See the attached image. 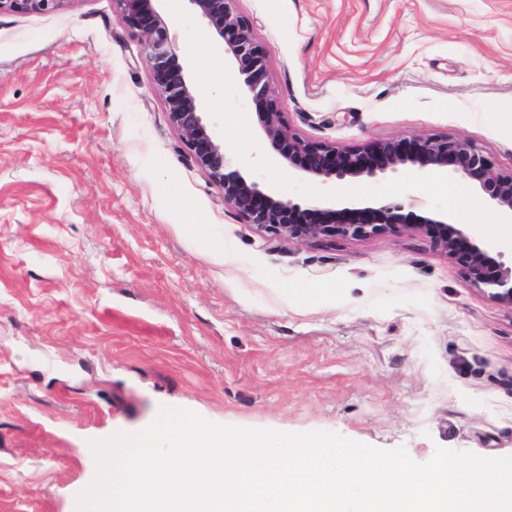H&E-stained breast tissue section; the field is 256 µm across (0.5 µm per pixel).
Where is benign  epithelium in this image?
<instances>
[{"label": "benign epithelium", "mask_w": 512, "mask_h": 512, "mask_svg": "<svg viewBox=\"0 0 512 512\" xmlns=\"http://www.w3.org/2000/svg\"><path fill=\"white\" fill-rule=\"evenodd\" d=\"M62 0H0V10L49 12ZM153 0H114L122 22L141 36L145 63L165 97L166 114L195 162L223 191L224 205L247 224H254L276 238L334 241L366 239L399 230L423 232L446 257L458 263L469 281L488 297L512 308V241L484 242L465 224L451 223L449 214L418 215L411 204L392 199L373 206H345L340 213H364L371 219L335 223V210L320 202L300 203L281 198L248 180L217 143L211 126L184 68L176 63L165 17ZM207 24L224 52L247 65L243 84L256 105V121L264 140L278 147L279 163L302 175L334 186L375 179L407 167L425 173L471 178L481 175L480 189L512 224V174L493 169L478 148L447 136H413L396 141H373L357 148L305 139L286 123L267 82V52L253 36L249 18L235 7L236 0H188Z\"/></svg>", "instance_id": "7a95c632"}]
</instances>
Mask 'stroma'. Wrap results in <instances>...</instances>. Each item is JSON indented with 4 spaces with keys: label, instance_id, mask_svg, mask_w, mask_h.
Segmentation results:
<instances>
[{
    "label": "stroma",
    "instance_id": "obj_1",
    "mask_svg": "<svg viewBox=\"0 0 512 512\" xmlns=\"http://www.w3.org/2000/svg\"><path fill=\"white\" fill-rule=\"evenodd\" d=\"M302 137L448 136L512 172V0H237ZM225 156L285 199L448 208L415 168L329 187L276 164L242 66L158 0ZM453 211L505 226L473 179ZM334 431L419 463L512 455V309L423 233L333 242L243 223L170 125L113 0L0 12V512H77L91 442L161 409Z\"/></svg>",
    "mask_w": 512,
    "mask_h": 512
}]
</instances>
